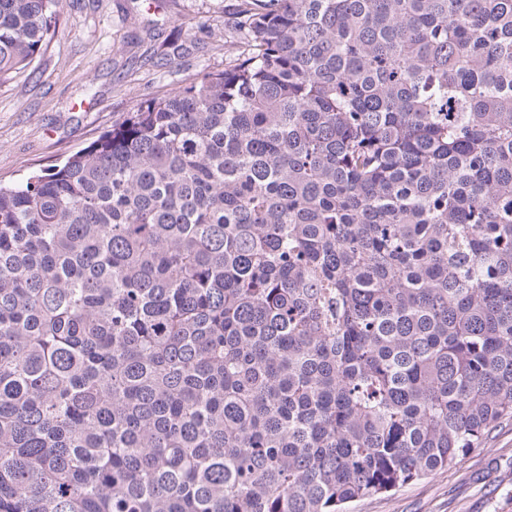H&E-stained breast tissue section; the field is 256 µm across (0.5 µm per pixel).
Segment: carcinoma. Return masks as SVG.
<instances>
[{
	"mask_svg": "<svg viewBox=\"0 0 512 512\" xmlns=\"http://www.w3.org/2000/svg\"><path fill=\"white\" fill-rule=\"evenodd\" d=\"M60 6L0 0V83ZM236 15L0 184V512H345L512 418V0Z\"/></svg>",
	"mask_w": 512,
	"mask_h": 512,
	"instance_id": "carcinoma-1",
	"label": "carcinoma"
}]
</instances>
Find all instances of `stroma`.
Masks as SVG:
<instances>
[{
	"label": "stroma",
	"mask_w": 512,
	"mask_h": 512,
	"mask_svg": "<svg viewBox=\"0 0 512 512\" xmlns=\"http://www.w3.org/2000/svg\"><path fill=\"white\" fill-rule=\"evenodd\" d=\"M235 0H62L33 66L0 83V182L88 146L146 99L224 68ZM347 512H512V419L448 469Z\"/></svg>",
	"instance_id": "obj_1"
}]
</instances>
